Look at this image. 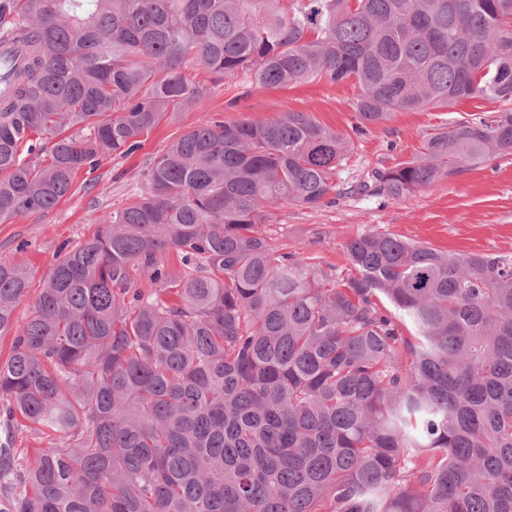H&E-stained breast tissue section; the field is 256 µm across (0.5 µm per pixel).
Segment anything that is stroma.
<instances>
[{
	"instance_id": "obj_1",
	"label": "stroma",
	"mask_w": 512,
	"mask_h": 512,
	"mask_svg": "<svg viewBox=\"0 0 512 512\" xmlns=\"http://www.w3.org/2000/svg\"><path fill=\"white\" fill-rule=\"evenodd\" d=\"M185 74L203 83L202 104L161 121L142 148L125 158H101L94 171L80 170L70 194L50 210L0 222V258L25 268L31 292L59 256L63 243L92 234L101 218L122 208L145 185L155 158L187 130L214 120L262 121L286 111L309 113L318 123L349 138L339 169V193L333 203L305 209L290 204L271 207L264 231L288 251L307 253L322 264L348 271L346 243L377 230L457 255L480 253L512 258V158H499L441 179L414 196L392 199L352 192L374 171L410 160L424 140L440 128L492 110L484 100H465L451 108L398 112L380 126L358 131L353 107L361 90L355 82L326 79L290 87L259 88L246 74L213 81L200 66Z\"/></svg>"
}]
</instances>
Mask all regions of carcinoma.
Returning <instances> with one entry per match:
<instances>
[{
    "label": "carcinoma",
    "instance_id": "carcinoma-1",
    "mask_svg": "<svg viewBox=\"0 0 512 512\" xmlns=\"http://www.w3.org/2000/svg\"><path fill=\"white\" fill-rule=\"evenodd\" d=\"M281 2L0 0V221L200 104L186 63L353 80L365 126L496 104L375 172L393 199L512 156V0ZM347 147L306 112L199 126L22 319L0 259V512H512V261L370 231L345 276L260 228L324 204Z\"/></svg>",
    "mask_w": 512,
    "mask_h": 512
}]
</instances>
